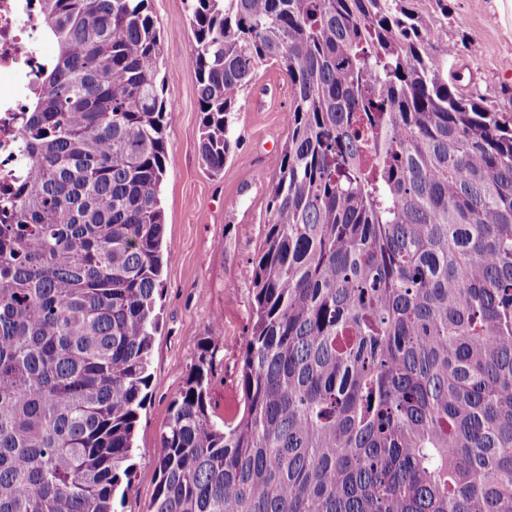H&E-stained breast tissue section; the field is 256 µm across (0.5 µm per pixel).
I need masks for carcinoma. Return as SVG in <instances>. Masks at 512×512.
Here are the masks:
<instances>
[{"label":"carcinoma","mask_w":512,"mask_h":512,"mask_svg":"<svg viewBox=\"0 0 512 512\" xmlns=\"http://www.w3.org/2000/svg\"><path fill=\"white\" fill-rule=\"evenodd\" d=\"M413 0H191L199 156L259 69L288 137L234 423L200 353L146 512H512V113ZM0 194V512H118L159 316L171 119L149 0H41Z\"/></svg>","instance_id":"carcinoma-1"}]
</instances>
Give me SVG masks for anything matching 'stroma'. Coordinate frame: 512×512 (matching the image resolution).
<instances>
[{
  "label": "stroma",
  "mask_w": 512,
  "mask_h": 512,
  "mask_svg": "<svg viewBox=\"0 0 512 512\" xmlns=\"http://www.w3.org/2000/svg\"><path fill=\"white\" fill-rule=\"evenodd\" d=\"M189 0H151L160 29V76L168 112V157L160 188L164 242L170 250L161 281L160 320L151 351L148 399L133 436L132 483L120 512H145L155 489L159 435L199 355L198 343L220 323L207 405L219 422L237 421L244 409L237 374L251 322L252 262L267 219V187L279 164L288 130V78L277 68L261 70L233 114L238 140L224 171L202 164L198 143L197 79L188 63L195 42ZM435 34L455 45L453 67L470 89L498 110L512 112V33L500 25L494 0H419Z\"/></svg>",
  "instance_id": "1"
}]
</instances>
